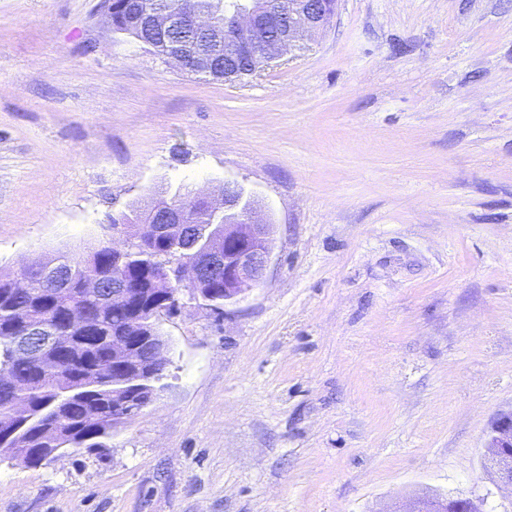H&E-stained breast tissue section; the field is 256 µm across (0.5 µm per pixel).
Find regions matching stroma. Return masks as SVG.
<instances>
[{
  "label": "stroma",
  "mask_w": 512,
  "mask_h": 512,
  "mask_svg": "<svg viewBox=\"0 0 512 512\" xmlns=\"http://www.w3.org/2000/svg\"><path fill=\"white\" fill-rule=\"evenodd\" d=\"M100 0H0V273L121 241L176 190L244 187L264 283L157 320L154 403L104 447L0 459V512H512V0H338L235 83L113 33ZM501 460L496 471L498 483L512 491V410L500 413L492 422L486 446Z\"/></svg>",
  "instance_id": "obj_1"
}]
</instances>
